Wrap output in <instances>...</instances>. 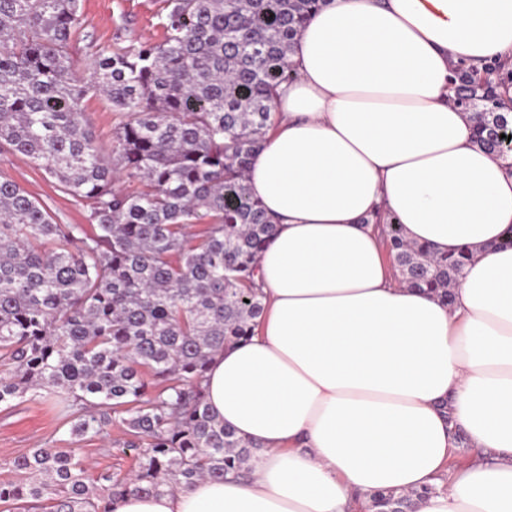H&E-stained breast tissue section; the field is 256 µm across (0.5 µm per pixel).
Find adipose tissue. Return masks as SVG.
Segmentation results:
<instances>
[{
  "label": "adipose tissue",
  "instance_id": "obj_1",
  "mask_svg": "<svg viewBox=\"0 0 512 512\" xmlns=\"http://www.w3.org/2000/svg\"><path fill=\"white\" fill-rule=\"evenodd\" d=\"M512 65V0H327L246 184L274 225L264 313L204 384L255 445L247 476L114 512H354L430 487L415 512H512V161L479 148L457 67ZM470 259L452 303L394 275L370 217ZM469 460L450 467L456 432Z\"/></svg>",
  "mask_w": 512,
  "mask_h": 512
}]
</instances>
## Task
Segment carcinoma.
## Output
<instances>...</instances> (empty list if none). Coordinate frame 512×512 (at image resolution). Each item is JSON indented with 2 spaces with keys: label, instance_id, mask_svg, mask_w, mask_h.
<instances>
[{
  "label": "carcinoma",
  "instance_id": "cac0c4a2",
  "mask_svg": "<svg viewBox=\"0 0 512 512\" xmlns=\"http://www.w3.org/2000/svg\"><path fill=\"white\" fill-rule=\"evenodd\" d=\"M166 2L161 41L102 51L87 77L79 0H0V152L42 167L88 205L92 226L58 224L0 180V405L42 391L59 398L72 438L116 426L136 454L132 476L91 484L76 449L32 448L10 462L17 481L0 483L6 512H113L126 492L222 479L253 455L203 381L264 311L254 274L272 224L247 170L293 78L294 42L326 0ZM501 71L459 68L454 82L475 143L493 151L512 127L497 92L512 72ZM91 91L125 117L107 148L78 108ZM386 225L402 283L450 302L468 251L438 256ZM427 493L378 490L372 502L415 512Z\"/></svg>",
  "mask_w": 512,
  "mask_h": 512
}]
</instances>
